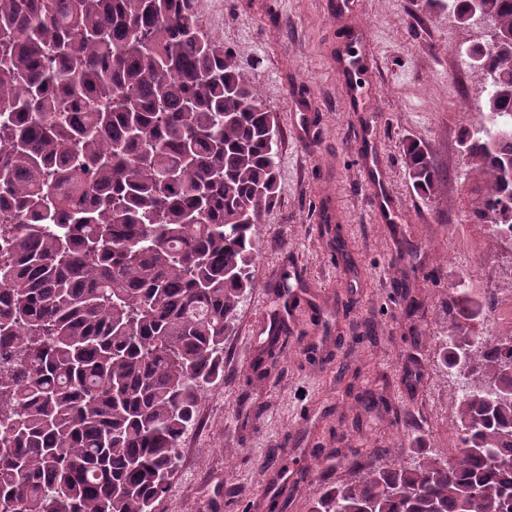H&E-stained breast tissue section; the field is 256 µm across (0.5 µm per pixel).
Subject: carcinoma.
<instances>
[{
  "label": "carcinoma",
  "mask_w": 512,
  "mask_h": 512,
  "mask_svg": "<svg viewBox=\"0 0 512 512\" xmlns=\"http://www.w3.org/2000/svg\"><path fill=\"white\" fill-rule=\"evenodd\" d=\"M512 31V0H486ZM491 131L467 130L481 215L512 214L485 141L512 113V52L481 72ZM276 120L194 0H0V512H154L202 389L254 287L253 229L277 193ZM408 178L439 173L414 140ZM444 364L469 372L444 460L373 466L308 512H512V333L487 340L457 292Z\"/></svg>",
  "instance_id": "1"
}]
</instances>
